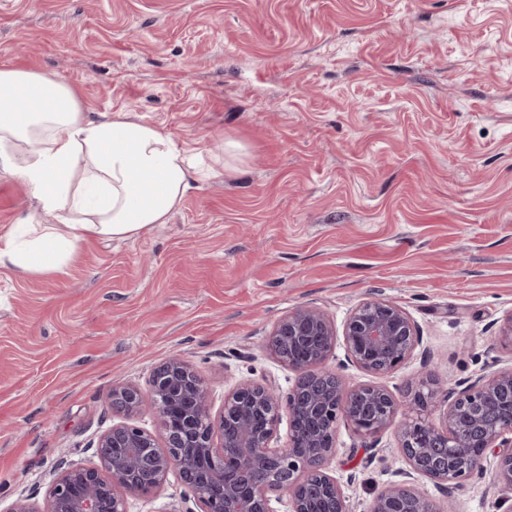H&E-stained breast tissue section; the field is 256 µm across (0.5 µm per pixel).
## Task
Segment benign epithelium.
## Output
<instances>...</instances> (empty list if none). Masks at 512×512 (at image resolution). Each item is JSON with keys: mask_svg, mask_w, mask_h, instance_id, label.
I'll use <instances>...</instances> for the list:
<instances>
[{"mask_svg": "<svg viewBox=\"0 0 512 512\" xmlns=\"http://www.w3.org/2000/svg\"><path fill=\"white\" fill-rule=\"evenodd\" d=\"M342 342L347 360L385 375L422 344L419 329L402 306L366 300L350 310L342 328L322 310L299 306L273 328L265 349L297 373L283 396L271 384L240 382L224 395L212 418L208 384L174 356L151 373L147 388L112 387L108 405L121 421L95 442L97 461L61 467L42 511L17 499L0 512H128V499L160 486L175 473L195 495L200 512H349L341 484L329 471L336 429L346 421L375 438L395 428L407 464L403 479L381 489L370 512H431L415 485L427 478L445 488L482 472L493 459L498 482L512 488V364L457 384L442 423L422 418L433 392L407 389L410 416L396 422L399 401L379 384L350 385L326 362ZM150 409L155 425L138 416ZM285 446H271L282 417Z\"/></svg>", "mask_w": 512, "mask_h": 512, "instance_id": "benign-epithelium-1", "label": "benign epithelium"}]
</instances>
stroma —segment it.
I'll return each instance as SVG.
<instances>
[{
    "instance_id": "obj_1",
    "label": "stroma",
    "mask_w": 512,
    "mask_h": 512,
    "mask_svg": "<svg viewBox=\"0 0 512 512\" xmlns=\"http://www.w3.org/2000/svg\"><path fill=\"white\" fill-rule=\"evenodd\" d=\"M55 74L91 117L149 123L224 176L169 223L81 244L58 271L0 266V503L45 507L61 462H89L113 385L171 356L213 390L296 374L262 347L301 306L343 323L401 305L423 343L381 377L431 373L440 422L459 382L512 361V0H0V67ZM33 204L0 175V233ZM407 465L339 423L351 512ZM433 512H512L492 467L420 481ZM176 474L130 512H191Z\"/></svg>"
}]
</instances>
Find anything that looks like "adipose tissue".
Listing matches in <instances>:
<instances>
[{
  "label": "adipose tissue",
  "instance_id": "1",
  "mask_svg": "<svg viewBox=\"0 0 512 512\" xmlns=\"http://www.w3.org/2000/svg\"><path fill=\"white\" fill-rule=\"evenodd\" d=\"M0 172L27 185L34 214L0 234V266L62 268L90 239L126 240L168 223L200 180L186 150L132 119L91 118L57 76L0 68ZM55 217L35 229V213Z\"/></svg>",
  "mask_w": 512,
  "mask_h": 512
}]
</instances>
